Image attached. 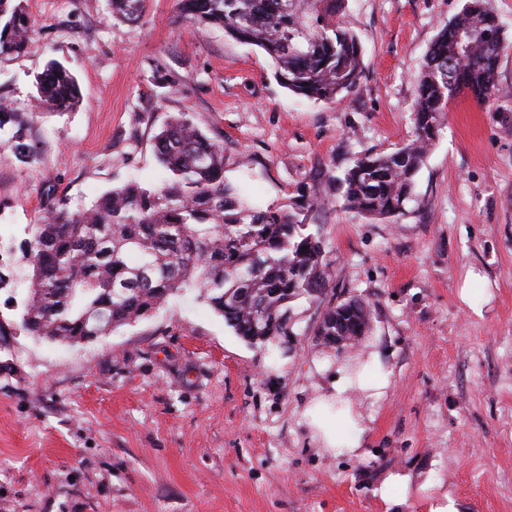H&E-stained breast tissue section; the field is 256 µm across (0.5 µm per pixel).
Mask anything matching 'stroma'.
<instances>
[{
	"label": "stroma",
	"instance_id": "35a3bbf8",
	"mask_svg": "<svg viewBox=\"0 0 512 512\" xmlns=\"http://www.w3.org/2000/svg\"><path fill=\"white\" fill-rule=\"evenodd\" d=\"M466 0H345L366 64L336 103L275 79L271 58L149 0L141 23L109 0H26L37 31L0 58V95L27 109L49 60L76 77L73 111L39 109L35 160L0 140V512H389L377 490L409 475L406 512L437 499L457 512H512V0L492 102L453 98L398 219L348 209L333 181L363 154L412 135L425 54ZM178 78L165 93L168 78ZM179 112L224 148V176L253 204L280 206L301 184L338 295L369 305L353 347L317 342V305L294 304L288 348L252 347L189 293L78 345L15 322L30 272L21 251L47 206L165 176L154 137ZM378 353L389 388L363 402L359 455L327 447L324 395L344 359Z\"/></svg>",
	"mask_w": 512,
	"mask_h": 512
}]
</instances>
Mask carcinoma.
Returning <instances> with one entry per match:
<instances>
[{
  "instance_id": "1",
  "label": "carcinoma",
  "mask_w": 512,
  "mask_h": 512,
  "mask_svg": "<svg viewBox=\"0 0 512 512\" xmlns=\"http://www.w3.org/2000/svg\"><path fill=\"white\" fill-rule=\"evenodd\" d=\"M147 0H112V19L142 20ZM344 0H177L186 22L215 25L256 46L276 63V79L292 93L333 102L356 91L365 64L358 37L344 29ZM492 12L485 0H467L431 43L417 83L411 139L385 155L359 157L337 178L345 204L367 218L406 214L416 198V177L464 82L473 98L489 103L497 67L486 62L489 30L469 51L457 35L483 29ZM36 21L23 0H0V56L25 52ZM35 107L70 112L80 102L76 77L50 61L36 78ZM9 131L14 153H37L28 118L0 98V132ZM165 171L154 188L130 182L71 211L50 205L33 225L24 253L30 263L19 329L62 345L101 337L132 325L194 290L236 336L251 346L288 342L290 303L299 298L323 308L315 336L334 347L364 335L367 305L336 299L325 245L305 232L303 212L324 206L316 191L298 189L289 204L260 209L224 179V149L185 113L155 136Z\"/></svg>"
}]
</instances>
